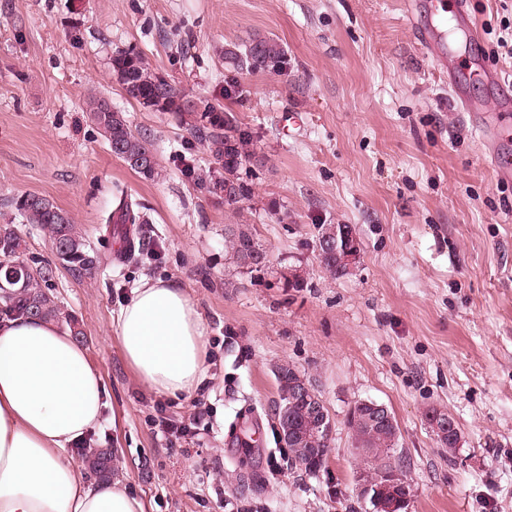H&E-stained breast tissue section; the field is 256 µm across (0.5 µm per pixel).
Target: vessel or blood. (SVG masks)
Returning <instances> with one entry per match:
<instances>
[{
  "label": "vessel or blood",
  "mask_w": 512,
  "mask_h": 512,
  "mask_svg": "<svg viewBox=\"0 0 512 512\" xmlns=\"http://www.w3.org/2000/svg\"><path fill=\"white\" fill-rule=\"evenodd\" d=\"M431 4L437 22L429 27L416 28V42L422 48L432 51L442 72L449 75L448 88L459 107L463 111L476 114L474 129L489 150L496 177L512 180V101L502 100L497 112L485 118L481 117V104L468 98L454 79L456 66L445 41L446 21L451 17L462 22L468 21L466 0H431Z\"/></svg>",
  "instance_id": "vessel-or-blood-1"
}]
</instances>
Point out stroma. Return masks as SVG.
Instances as JSON below:
<instances>
[{
	"instance_id": "stroma-1",
	"label": "stroma",
	"mask_w": 512,
	"mask_h": 512,
	"mask_svg": "<svg viewBox=\"0 0 512 512\" xmlns=\"http://www.w3.org/2000/svg\"><path fill=\"white\" fill-rule=\"evenodd\" d=\"M481 41L452 27L457 56L475 48L505 80L470 97L495 111L512 95V57L496 41L512 0H468ZM429 14L401 0H0V225L52 260L12 198L37 194L71 217L91 247L120 244L103 218L118 192L141 203L135 254L94 276L58 269L51 288L74 314L104 388L92 444L120 452V479L146 512H374L359 494L364 454L348 427L355 402L388 408L412 487L409 512H512V181L497 180L436 58L413 38ZM276 39L285 70L252 72L224 51ZM135 49L186 94L223 104L262 160L252 194L226 206L186 166L179 114L129 99L111 57ZM96 91L150 134L162 174L147 179L112 155L85 112ZM252 225L268 268L230 264L224 238ZM352 225L362 243L350 275L321 267V225ZM301 267L305 288L283 287ZM145 277L187 289L202 317L205 375L190 398L157 394L126 363L112 320ZM292 366L323 400L334 441L325 468L295 467L277 430L274 370ZM453 415L455 449L425 414ZM204 424L165 437L157 423Z\"/></svg>"
}]
</instances>
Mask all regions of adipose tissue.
I'll list each match as a JSON object with an SVG mask.
<instances>
[{"label":"adipose tissue","mask_w":512,"mask_h":512,"mask_svg":"<svg viewBox=\"0 0 512 512\" xmlns=\"http://www.w3.org/2000/svg\"><path fill=\"white\" fill-rule=\"evenodd\" d=\"M113 327L142 384L161 395L197 392L202 322L179 283L144 279ZM103 394L85 348L58 326L0 323V512H145L121 480L84 478L69 453L99 425Z\"/></svg>","instance_id":"ef3b65f1"}]
</instances>
